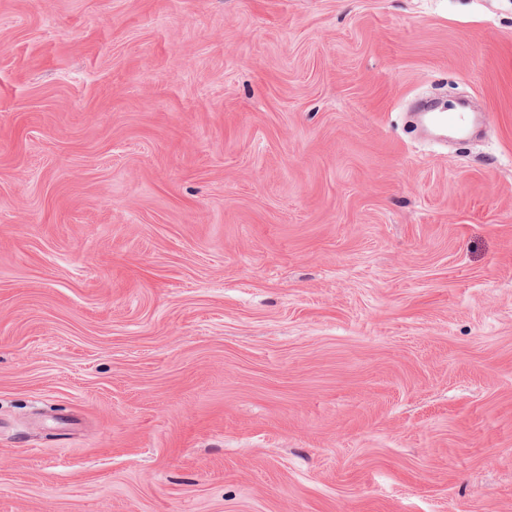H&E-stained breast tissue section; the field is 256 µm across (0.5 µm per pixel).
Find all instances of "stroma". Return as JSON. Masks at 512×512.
Segmentation results:
<instances>
[{
    "mask_svg": "<svg viewBox=\"0 0 512 512\" xmlns=\"http://www.w3.org/2000/svg\"><path fill=\"white\" fill-rule=\"evenodd\" d=\"M0 512H512V0H0ZM429 114L434 125L442 130L464 131L478 119L474 114L466 112H430Z\"/></svg>",
    "mask_w": 512,
    "mask_h": 512,
    "instance_id": "stroma-1",
    "label": "stroma"
}]
</instances>
